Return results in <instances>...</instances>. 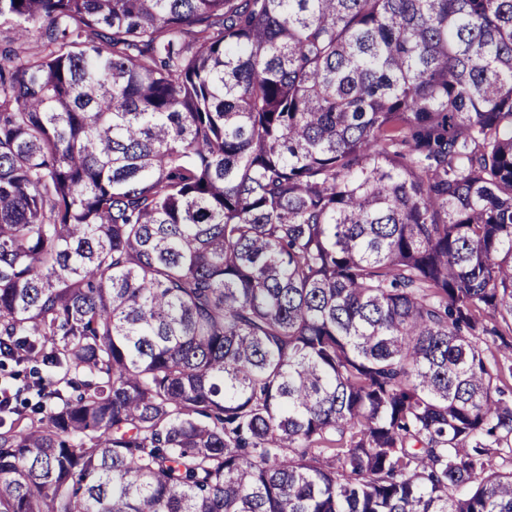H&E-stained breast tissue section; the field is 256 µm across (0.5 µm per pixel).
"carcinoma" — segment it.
I'll use <instances>...</instances> for the list:
<instances>
[{"mask_svg":"<svg viewBox=\"0 0 512 512\" xmlns=\"http://www.w3.org/2000/svg\"><path fill=\"white\" fill-rule=\"evenodd\" d=\"M0 512H512V0H0Z\"/></svg>","mask_w":512,"mask_h":512,"instance_id":"carcinoma-1","label":"carcinoma"}]
</instances>
